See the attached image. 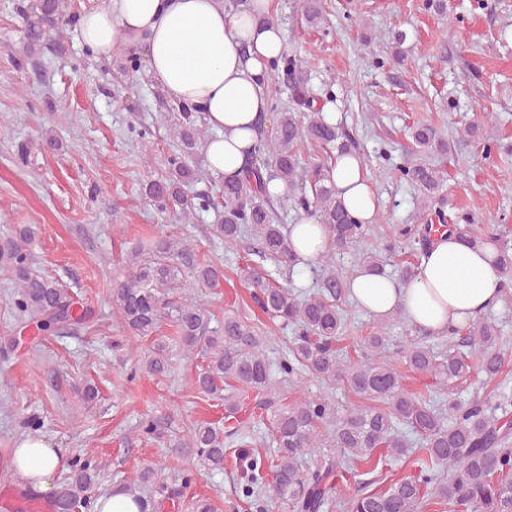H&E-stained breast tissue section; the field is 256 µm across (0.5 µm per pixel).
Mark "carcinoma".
<instances>
[{"label": "carcinoma", "mask_w": 512, "mask_h": 512, "mask_svg": "<svg viewBox=\"0 0 512 512\" xmlns=\"http://www.w3.org/2000/svg\"><path fill=\"white\" fill-rule=\"evenodd\" d=\"M299 10L312 26L323 22L320 0H298ZM65 0H29L20 6L27 46L41 42L45 32L60 29L65 22ZM273 71L290 80L292 105L274 115L272 124L259 121L257 149L245 175L224 180L221 190L222 221L216 225L224 247L237 244L241 228H252L260 245L259 253L293 274L301 271L288 241L286 225L280 223L277 205L292 201L307 215L327 227L333 248L320 257L325 269L333 267L336 255L356 249L366 240L370 226L359 222L337 196L330 178V162H302L298 146L304 140L318 144L330 156L358 151L354 133L343 123L328 124L321 117L317 100L308 86L307 60L288 49L274 62ZM182 121L175 124L174 137L180 140L185 156L194 154L205 128L195 119V110L181 105ZM414 141L421 149H447L435 140L427 127H418ZM400 179L414 186L425 200L422 224L406 225L383 245L385 257L361 250L358 263L383 272L387 256L430 242L432 211L443 188L434 169L406 159L396 166ZM196 170L178 158L169 162L166 174L143 184L146 196L180 212L188 220L196 211L214 205L210 196L189 198L185 187L195 179ZM279 180L288 189L285 196L270 198L265 180ZM448 230L472 242L496 247L501 288H512V230L507 224L484 229L468 222L450 224ZM32 231L16 229L0 245V265L11 272L17 288L15 307L19 314L37 324L49 335L76 325L93 324L91 310L77 313L75 298L47 276L31 269ZM190 274L191 288H213L224 280V269L197 260L193 248L182 241L162 239L153 254L132 260L129 271L112 288V305L133 338L152 335L162 320L174 324L186 358L202 354L207 364L198 374L197 387L204 393L218 391L219 383L251 396V408L269 421L268 433L260 439L243 432L231 422L236 403L224 397V426L201 423L189 431V444L202 467L224 470V445H234L236 485L239 500L249 512H270L272 503L281 502L290 512H325L333 494L342 487L356 486L347 500L349 512H419L423 503L448 506V512H512V397L503 394L477 397L468 405L448 403V411L435 407L431 400L409 393L402 376L388 355L385 328L380 326L365 337L355 361L339 354L344 319L338 301L347 283L332 272L322 275L318 290L299 297L288 285L262 271L248 276L250 297L269 321L285 329H295L288 358L279 373L293 377L306 372L328 384H345L356 394L376 402L374 406L335 409L322 396L280 403L272 379V368L263 349V331L257 323L234 314L224 323L210 327L209 311L194 297L186 296L177 305L168 301L178 286L180 269ZM406 366L414 373L429 376L436 383L449 385L468 381L474 369L494 379L508 366L506 345L495 321L476 318L466 328L448 335V350L439 354L421 342H408L399 350ZM153 375L170 370L165 346L159 344L143 361ZM410 428L420 443L418 472L381 488L373 480H359L358 474L335 457L324 455L316 468L303 472L301 459L322 448H339L352 463L369 466L388 464L406 455L408 439L401 427ZM274 449L269 456L260 448ZM99 465L90 458H75L70 471L59 482L53 496L54 512L77 508L91 512L96 501L95 487ZM138 482L155 484L164 499L182 495L191 484V475L181 478V488H173L144 470L132 478L124 491Z\"/></svg>", "instance_id": "carcinoma-1"}]
</instances>
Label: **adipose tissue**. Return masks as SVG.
I'll return each instance as SVG.
<instances>
[{
	"instance_id": "adipose-tissue-1",
	"label": "adipose tissue",
	"mask_w": 512,
	"mask_h": 512,
	"mask_svg": "<svg viewBox=\"0 0 512 512\" xmlns=\"http://www.w3.org/2000/svg\"><path fill=\"white\" fill-rule=\"evenodd\" d=\"M273 8L274 0H242L230 12L224 0H89L78 42L107 61L119 45L141 54L146 76L169 99L197 109L213 130L204 147L208 168L238 178L258 141L257 121L270 109L268 73L284 46L280 27L267 20ZM330 176L350 212L375 223L380 203L362 156L337 158ZM287 234L310 265L329 245L323 225L307 215L288 225ZM495 257L490 245L447 232L427 248L410 281L363 268L349 280V296L376 319L398 312L411 325L445 336L496 303L501 279ZM0 468L49 494L62 455L45 436L30 434Z\"/></svg>"
}]
</instances>
